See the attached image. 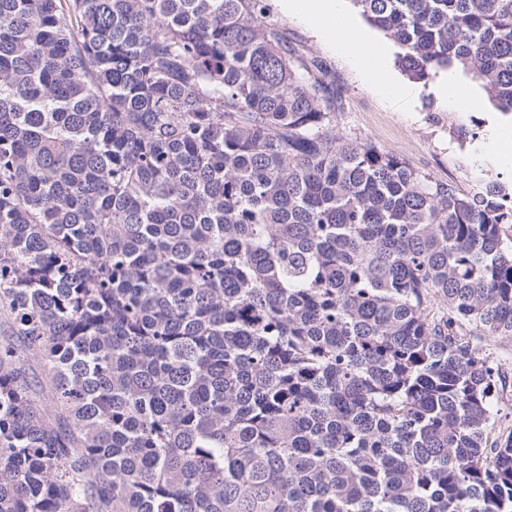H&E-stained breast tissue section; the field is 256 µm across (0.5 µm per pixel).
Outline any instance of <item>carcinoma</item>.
I'll use <instances>...</instances> for the list:
<instances>
[{
    "label": "carcinoma",
    "instance_id": "1",
    "mask_svg": "<svg viewBox=\"0 0 512 512\" xmlns=\"http://www.w3.org/2000/svg\"><path fill=\"white\" fill-rule=\"evenodd\" d=\"M261 2L0 0V512H512V184L337 135ZM351 2L512 116V0ZM485 349H489L505 367L507 372L506 385L498 395L496 408L498 415L492 430V438L499 434H507L512 431V342L507 340H490L478 343Z\"/></svg>",
    "mask_w": 512,
    "mask_h": 512
}]
</instances>
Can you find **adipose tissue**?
Instances as JSON below:
<instances>
[{"label":"adipose tissue","instance_id":"obj_1","mask_svg":"<svg viewBox=\"0 0 512 512\" xmlns=\"http://www.w3.org/2000/svg\"><path fill=\"white\" fill-rule=\"evenodd\" d=\"M285 10L305 16L318 34L339 52L359 56L368 71H376L384 63V50L358 35L346 22L342 0H281Z\"/></svg>","mask_w":512,"mask_h":512}]
</instances>
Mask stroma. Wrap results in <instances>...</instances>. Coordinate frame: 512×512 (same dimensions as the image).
<instances>
[{
  "mask_svg": "<svg viewBox=\"0 0 512 512\" xmlns=\"http://www.w3.org/2000/svg\"><path fill=\"white\" fill-rule=\"evenodd\" d=\"M264 7L296 55L320 63L325 81L340 92L338 135L375 145L419 173L455 183L467 193L477 192L484 179L495 175L512 181V164H504L489 147L504 133H512V120L487 107L472 109L461 99L444 95L441 84L447 81V74H439L426 85L409 81L395 63L396 46L385 43L383 34L366 23L352 0L343 4L347 20L368 40L386 45L384 78L367 77L353 59L340 56L320 38L309 22L283 13L278 0H264ZM386 81L404 89V96L393 97L383 91ZM452 123L467 127L480 124L479 138L465 142L453 139L448 132ZM485 347L507 372L496 402L498 415L493 429L494 434H505L512 431V342L490 340Z\"/></svg>",
  "mask_w": 512,
  "mask_h": 512,
  "instance_id": "35a3bbf8",
  "label": "stroma"
}]
</instances>
